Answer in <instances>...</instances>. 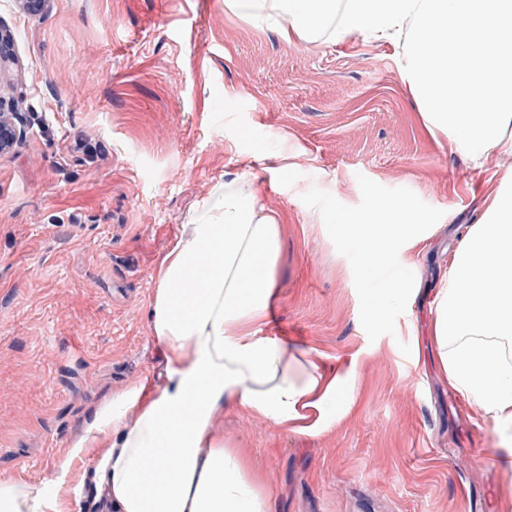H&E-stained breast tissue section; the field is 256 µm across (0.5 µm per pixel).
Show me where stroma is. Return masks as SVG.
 Wrapping results in <instances>:
<instances>
[{"mask_svg":"<svg viewBox=\"0 0 512 512\" xmlns=\"http://www.w3.org/2000/svg\"><path fill=\"white\" fill-rule=\"evenodd\" d=\"M16 58L0 78L24 134L0 152V479L51 478L86 415L165 364L149 328L156 269L216 183L256 180L285 226L263 336L356 362L349 414L323 435L243 411L216 424L267 479L272 512H497L512 473L491 424L449 387L434 293L499 189L432 133L401 74L404 38L286 41L226 0H0ZM442 210L410 251L418 294L369 340L351 265L316 187L359 176Z\"/></svg>","mask_w":512,"mask_h":512,"instance_id":"1","label":"stroma"}]
</instances>
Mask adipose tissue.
Instances as JSON below:
<instances>
[{"mask_svg":"<svg viewBox=\"0 0 512 512\" xmlns=\"http://www.w3.org/2000/svg\"><path fill=\"white\" fill-rule=\"evenodd\" d=\"M276 33L344 41L409 28L402 76L431 131L478 171L512 155V0H234ZM460 239L435 296L433 336L449 386L490 422L492 466L512 470V175ZM283 238L250 179L217 184L156 272L149 326L165 359L152 391L103 401L54 476L0 479V512H271L272 493L215 422L242 409L284 433L329 431L348 410L354 365H315L259 335ZM152 478H145L146 463Z\"/></svg>","mask_w":512,"mask_h":512,"instance_id":"obj_1","label":"adipose tissue"}]
</instances>
